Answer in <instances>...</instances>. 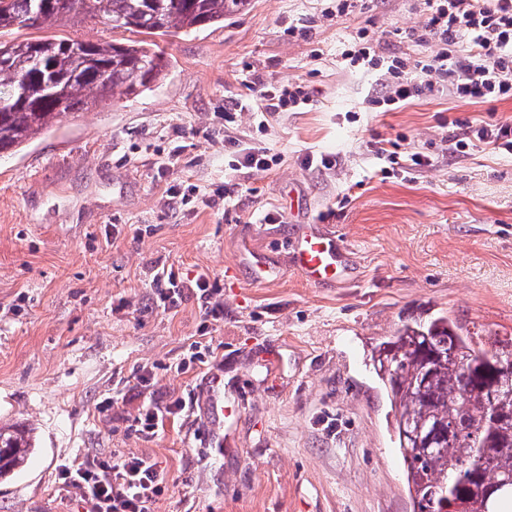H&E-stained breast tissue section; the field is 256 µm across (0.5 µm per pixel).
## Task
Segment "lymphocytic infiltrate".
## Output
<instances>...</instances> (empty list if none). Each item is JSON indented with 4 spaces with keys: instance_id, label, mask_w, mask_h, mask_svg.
<instances>
[{
    "instance_id": "f902f5d3",
    "label": "lymphocytic infiltrate",
    "mask_w": 512,
    "mask_h": 512,
    "mask_svg": "<svg viewBox=\"0 0 512 512\" xmlns=\"http://www.w3.org/2000/svg\"><path fill=\"white\" fill-rule=\"evenodd\" d=\"M427 20L417 33L431 46L428 56L413 61L387 59L377 52L378 40L361 32L345 52L351 63L382 68L389 93L384 103L401 105L444 91L474 103L512 100V0H424ZM246 100L225 110V122L255 108L265 115L294 111L307 105L309 94L297 83L250 82ZM156 304L176 308L185 292L196 295L204 318H218L223 310L219 290L207 276L193 283L182 280L173 267L161 265L152 273ZM65 485L82 490L94 512H153L166 489V477L157 464L142 457L121 461L101 457L75 467H63Z\"/></svg>"
}]
</instances>
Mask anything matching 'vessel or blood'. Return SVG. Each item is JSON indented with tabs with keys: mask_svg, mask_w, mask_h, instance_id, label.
<instances>
[{
	"mask_svg": "<svg viewBox=\"0 0 512 512\" xmlns=\"http://www.w3.org/2000/svg\"><path fill=\"white\" fill-rule=\"evenodd\" d=\"M239 264L248 266L254 280H278L285 267H292L310 284L319 285L336 280L347 271L349 255L339 238L323 225H302L293 238L286 259H279L257 250L247 234L236 240ZM194 409L197 424L205 445L220 446L224 443V418L230 409L224 404V367L217 364L206 373Z\"/></svg>",
	"mask_w": 512,
	"mask_h": 512,
	"instance_id": "1",
	"label": "vessel or blood"
}]
</instances>
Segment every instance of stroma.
I'll use <instances>...</instances> for the list:
<instances>
[{
	"label": "stroma",
	"mask_w": 512,
	"mask_h": 512,
	"mask_svg": "<svg viewBox=\"0 0 512 512\" xmlns=\"http://www.w3.org/2000/svg\"><path fill=\"white\" fill-rule=\"evenodd\" d=\"M326 6L251 0L223 27L161 38V82L0 158V423L36 436L0 483V512H91L60 470L100 456L157 462L168 489L154 512H413L371 348L438 315L481 343L512 337V154L452 152L448 126L512 122V100L440 93L386 109L381 71L342 53L365 29L381 55L425 56L407 36L425 22L422 0H358L338 17ZM257 76L302 84L310 101L262 126L238 113L232 135L281 157L244 175L211 129ZM415 152L430 165L410 168ZM312 155L331 166L306 165ZM230 180L243 185L233 200L202 204ZM268 212L276 223H262ZM319 220L349 251V281L313 286L290 270L259 284L237 263L244 225L258 250L281 252ZM163 264L216 282L219 319L204 321L190 294L158 308ZM197 341L205 362L170 371ZM215 363L236 406L223 447H202L189 413L150 438L133 430L144 408L192 398Z\"/></svg>",
	"instance_id": "obj_1"
}]
</instances>
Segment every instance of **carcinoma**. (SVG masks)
I'll list each match as a JSON object with an SVG mask.
<instances>
[{"label":"carcinoma","mask_w":512,"mask_h":512,"mask_svg":"<svg viewBox=\"0 0 512 512\" xmlns=\"http://www.w3.org/2000/svg\"><path fill=\"white\" fill-rule=\"evenodd\" d=\"M250 0H0V31L21 17L41 35L0 41V154L12 155L62 119L120 92L161 81L171 62L156 42L86 41L51 30L96 18L111 30L164 36L218 27ZM109 73L104 84L99 74ZM512 358V337L473 347L462 328L440 316L407 323L380 341L372 361L396 412L398 448L413 512H439L453 496L467 512H498L512 493L487 496L486 468L512 479V387L490 370ZM440 427L443 443L417 447L414 435ZM34 450L31 430L0 425V481L23 468Z\"/></svg>","instance_id":"1"}]
</instances>
